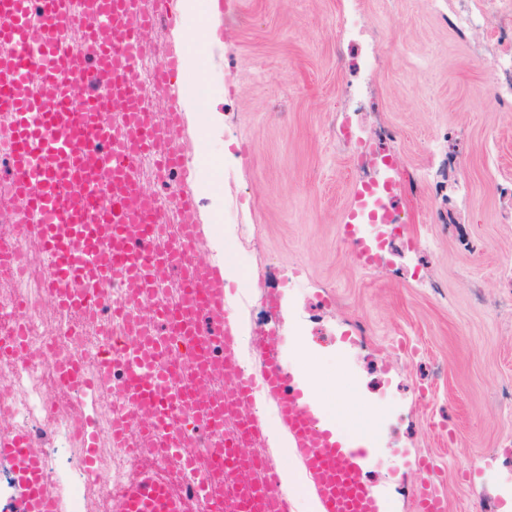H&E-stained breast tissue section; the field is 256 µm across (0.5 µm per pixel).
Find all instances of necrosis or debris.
I'll return each mask as SVG.
<instances>
[{
  "label": "necrosis or debris",
  "mask_w": 512,
  "mask_h": 512,
  "mask_svg": "<svg viewBox=\"0 0 512 512\" xmlns=\"http://www.w3.org/2000/svg\"><path fill=\"white\" fill-rule=\"evenodd\" d=\"M48 269L46 255L38 252L28 256L24 276L0 277V329L11 328L12 306L24 301L25 344L33 354L24 361L0 358V393L9 398L10 429L35 442L58 512H103L105 498L121 490L139 461L156 460L157 454L149 449L137 460L128 448L113 443L112 418L123 405L106 392H88L79 385L53 393L49 362L57 347L80 361L82 376L91 382L97 352L119 343L128 330L125 322L116 321L106 337L93 327L76 340L62 336V318L44 291ZM192 454L195 475L211 480L216 499L228 498L235 486L218 466L209 439H201Z\"/></svg>",
  "instance_id": "obj_1"
}]
</instances>
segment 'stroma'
I'll return each instance as SVG.
<instances>
[{"label":"stroma","instance_id":"35a3bbf8","mask_svg":"<svg viewBox=\"0 0 512 512\" xmlns=\"http://www.w3.org/2000/svg\"><path fill=\"white\" fill-rule=\"evenodd\" d=\"M361 6L359 37L350 0H230L199 39L172 32L196 61L188 77L214 89L182 96L204 252L250 294L243 338L274 327L283 350L302 343L286 365L337 381L344 436L377 429L367 479L391 512H416L424 460L447 512H512V94L487 82L493 49L512 50V0L465 32L446 0ZM341 117L391 169L337 144ZM385 178L394 221L363 226L385 240L365 270L340 226L354 191ZM229 204L244 238L213 220Z\"/></svg>","mask_w":512,"mask_h":512}]
</instances>
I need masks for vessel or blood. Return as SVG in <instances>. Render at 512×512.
I'll list each match as a JSON object with an SVG mask.
<instances>
[{
    "label": "vessel or blood",
    "instance_id": "b4317fda",
    "mask_svg": "<svg viewBox=\"0 0 512 512\" xmlns=\"http://www.w3.org/2000/svg\"><path fill=\"white\" fill-rule=\"evenodd\" d=\"M0 0V111L8 120L0 138L9 143V185L16 200L11 220L18 224L21 243L0 250V265L21 272L26 242H34L51 259L45 286L54 306L70 316L62 332L80 335L101 309L112 307L117 318L131 321L133 341L120 360L125 381L112 385V354L102 352L94 385L116 389L133 409L112 420L113 441L131 448H161L170 465L188 470L185 450L202 435L223 434L224 418L234 415L251 444L262 443L264 426L251 408L255 387L281 416L293 448L316 496L321 512H379L367 481L368 453L341 433L323 428L304 402L303 392L281 358L282 336L276 328L256 339L257 369L241 371L235 359L236 318L226 303L224 271L201 256L205 226L193 185L197 172L189 161L187 142L193 131L180 100L183 90L182 50L168 43L158 47L153 81L158 97L168 103L154 112L139 92L136 62L151 44L159 26L176 27L172 0ZM80 31L87 48L73 57L65 47ZM123 119L122 131L111 127L112 113ZM155 155L157 166L176 169L171 189L181 233L164 242L145 230L155 215V195L136 175V156ZM361 186L341 226L360 266L369 269L378 257L358 234V216L368 203ZM187 283L178 312L157 309L147 323L133 319V310L152 288L172 279ZM120 284L126 302L113 306L108 286ZM206 337L219 338L220 360L189 363L183 372L192 399L171 397V367L185 346ZM56 384L67 389L79 379L80 365L68 355L54 360ZM211 413L200 428L198 410ZM220 456L234 464L237 492L225 512H288L287 502L272 485L276 463L265 465L263 482L249 476L250 447L220 444ZM0 459L16 476L10 512H55L29 437H0ZM415 493L418 512H447L430 478ZM187 498L174 492L168 479L142 471L125 485L120 512H186Z\"/></svg>",
    "mask_w": 512,
    "mask_h": 512
}]
</instances>
